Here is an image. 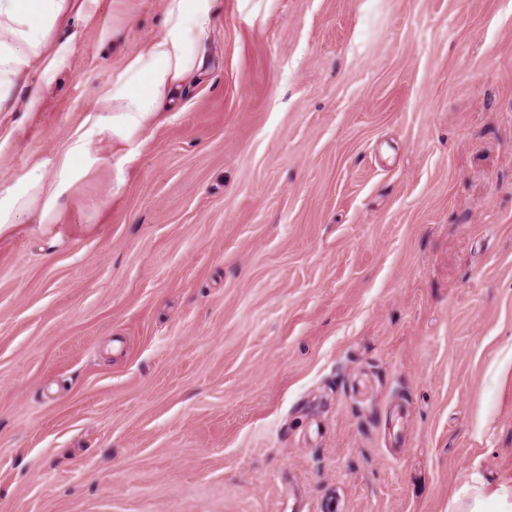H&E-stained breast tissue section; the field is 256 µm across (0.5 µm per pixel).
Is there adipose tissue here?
Returning a JSON list of instances; mask_svg holds the SVG:
<instances>
[{"label":"adipose tissue","instance_id":"ef3b65f1","mask_svg":"<svg viewBox=\"0 0 512 512\" xmlns=\"http://www.w3.org/2000/svg\"><path fill=\"white\" fill-rule=\"evenodd\" d=\"M217 0H168L160 35L130 52L107 79L92 106L94 124L105 133L104 151L134 161L153 138L181 85L205 70V43ZM98 0H0V112L13 109L19 87H27L24 109L38 111L42 93L68 67L80 37L72 29L53 34L68 13L93 14ZM90 139L80 137L64 153L34 160L11 187L0 190V229L22 214L47 218L59 207L77 173L76 161L95 160ZM448 512H512V487H485L472 475L453 496Z\"/></svg>","mask_w":512,"mask_h":512}]
</instances>
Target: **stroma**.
I'll use <instances>...</instances> for the list:
<instances>
[{
	"instance_id": "obj_1",
	"label": "stroma",
	"mask_w": 512,
	"mask_h": 512,
	"mask_svg": "<svg viewBox=\"0 0 512 512\" xmlns=\"http://www.w3.org/2000/svg\"><path fill=\"white\" fill-rule=\"evenodd\" d=\"M167 0H99L0 189ZM120 27L100 42L102 20ZM133 162L0 233V512H448L512 481V0H219Z\"/></svg>"
}]
</instances>
